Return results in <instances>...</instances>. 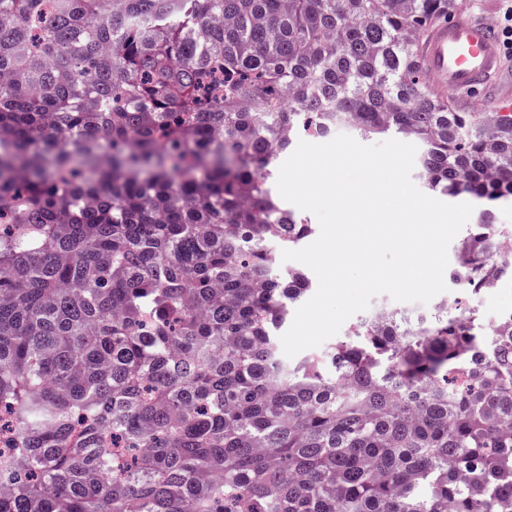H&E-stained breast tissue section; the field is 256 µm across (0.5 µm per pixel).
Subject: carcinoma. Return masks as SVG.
Masks as SVG:
<instances>
[{
	"instance_id": "1",
	"label": "carcinoma",
	"mask_w": 512,
	"mask_h": 512,
	"mask_svg": "<svg viewBox=\"0 0 512 512\" xmlns=\"http://www.w3.org/2000/svg\"><path fill=\"white\" fill-rule=\"evenodd\" d=\"M451 0H0V512H512V310L364 319L291 365L295 135L424 145L512 200V112L416 47ZM492 211L451 278L512 285Z\"/></svg>"
}]
</instances>
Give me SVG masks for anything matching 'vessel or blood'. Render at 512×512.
<instances>
[{
  "label": "vessel or blood",
  "instance_id": "1",
  "mask_svg": "<svg viewBox=\"0 0 512 512\" xmlns=\"http://www.w3.org/2000/svg\"><path fill=\"white\" fill-rule=\"evenodd\" d=\"M431 90L462 97L488 90L502 71V50L489 22L451 17L436 23L417 49Z\"/></svg>",
  "mask_w": 512,
  "mask_h": 512
}]
</instances>
